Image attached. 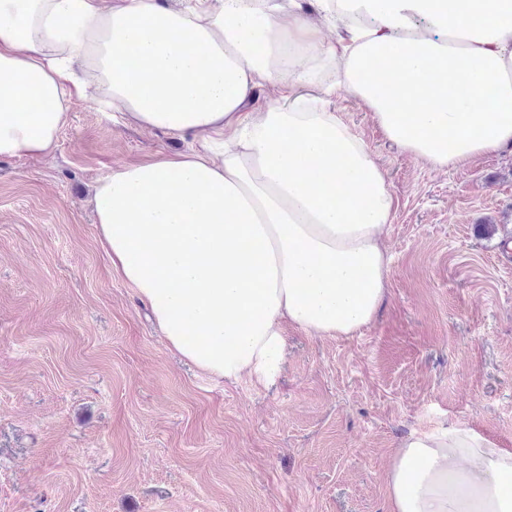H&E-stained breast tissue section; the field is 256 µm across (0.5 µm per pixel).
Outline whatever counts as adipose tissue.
Instances as JSON below:
<instances>
[{
    "label": "adipose tissue",
    "mask_w": 512,
    "mask_h": 512,
    "mask_svg": "<svg viewBox=\"0 0 512 512\" xmlns=\"http://www.w3.org/2000/svg\"><path fill=\"white\" fill-rule=\"evenodd\" d=\"M320 3L316 23L284 0H0V157L51 155L76 99L197 139L111 170L91 204L168 347L219 379L272 381L285 325L351 336L387 293L394 197L314 104L327 62L436 167L512 145V0H362L361 25ZM388 489L392 512H512V451L464 423L417 432Z\"/></svg>",
    "instance_id": "adipose-tissue-1"
}]
</instances>
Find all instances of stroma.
<instances>
[{
  "mask_svg": "<svg viewBox=\"0 0 512 512\" xmlns=\"http://www.w3.org/2000/svg\"><path fill=\"white\" fill-rule=\"evenodd\" d=\"M323 109L394 196L388 291L355 335L286 326L270 384L169 350L99 238L96 181L195 139L76 100L53 155L0 157V512H391L411 433L512 451V149L441 169L345 88Z\"/></svg>",
  "mask_w": 512,
  "mask_h": 512,
  "instance_id": "35a3bbf8",
  "label": "stroma"
}]
</instances>
